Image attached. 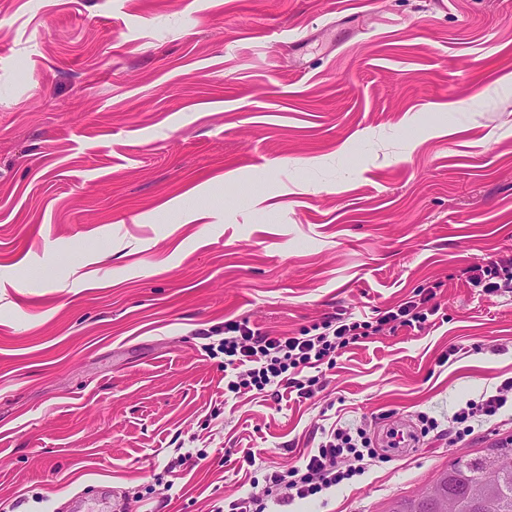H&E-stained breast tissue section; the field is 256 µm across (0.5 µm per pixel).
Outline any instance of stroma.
Returning a JSON list of instances; mask_svg holds the SVG:
<instances>
[{
  "label": "stroma",
  "instance_id": "35a3bbf8",
  "mask_svg": "<svg viewBox=\"0 0 512 512\" xmlns=\"http://www.w3.org/2000/svg\"><path fill=\"white\" fill-rule=\"evenodd\" d=\"M508 247L512 0H0V512H221L333 422L452 415L512 377V292L462 274ZM427 288L307 399L210 353ZM510 436L273 512H385Z\"/></svg>",
  "mask_w": 512,
  "mask_h": 512
}]
</instances>
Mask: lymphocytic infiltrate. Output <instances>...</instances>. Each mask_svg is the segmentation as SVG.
<instances>
[{"label": "lymphocytic infiltrate", "mask_w": 512, "mask_h": 512, "mask_svg": "<svg viewBox=\"0 0 512 512\" xmlns=\"http://www.w3.org/2000/svg\"><path fill=\"white\" fill-rule=\"evenodd\" d=\"M467 281L486 293L512 288V249L481 264L464 268ZM433 292L405 301L384 311L376 320L334 316L296 336L271 337L248 323H225V337L218 345L224 362L238 366L239 374L227 383L228 392L264 391L269 387L291 389L299 397L311 396L317 379L314 369L333 364L337 353L379 332L382 327L424 329L439 311ZM512 400V378L504 380L495 394L466 401L448 421L421 414L422 434H436L458 443L475 434L485 423L497 419ZM380 454L366 429L332 424L322 430L316 448L287 472H274L264 479L262 494L229 501L226 512H267L269 505H288L297 500H315L326 491L348 484L365 474Z\"/></svg>", "instance_id": "obj_1"}]
</instances>
